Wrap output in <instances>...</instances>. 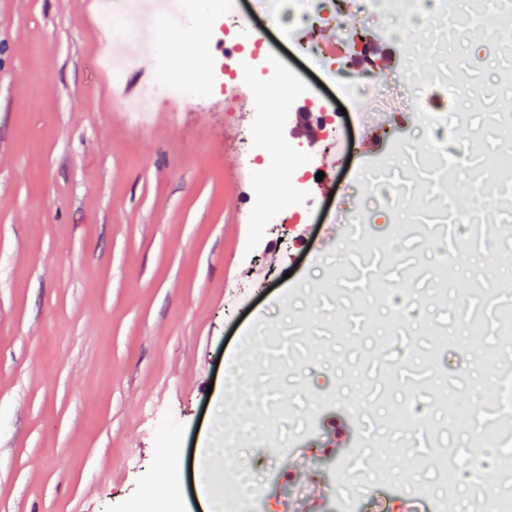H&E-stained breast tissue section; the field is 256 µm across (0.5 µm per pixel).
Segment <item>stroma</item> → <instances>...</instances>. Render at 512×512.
<instances>
[{"label": "stroma", "instance_id": "obj_1", "mask_svg": "<svg viewBox=\"0 0 512 512\" xmlns=\"http://www.w3.org/2000/svg\"><path fill=\"white\" fill-rule=\"evenodd\" d=\"M276 25L260 58L311 89L285 117L258 107L255 73L238 67L223 90L137 123L96 70L88 0H0V512H166L171 484L178 512H201L200 465L220 430L262 487L259 512H372L376 500L400 512L401 498L434 512L438 450L492 454L479 439L512 364L496 335L497 307L512 306V243L500 238L512 217L485 164L501 138L492 116L512 101L503 62L450 103L436 80L439 34L416 25L396 40L367 18L373 90L423 92L480 164L430 190L432 132L416 102L354 133L345 162L327 165L314 101L336 88L278 35L307 29L284 14ZM274 153L305 181L263 169ZM380 165L412 185L402 225L385 222L367 180ZM477 173L488 179L473 203L481 242L455 235L442 292L432 276L446 249L411 229ZM301 187L314 210L291 204L263 222L269 193L292 200ZM341 196L365 223L329 220ZM478 281L490 303L466 349ZM402 286L418 299L405 320L390 295ZM231 365L242 419L224 412ZM447 397L467 423H449ZM408 400L419 413L395 422ZM353 470L369 483L352 499Z\"/></svg>", "mask_w": 512, "mask_h": 512}]
</instances>
